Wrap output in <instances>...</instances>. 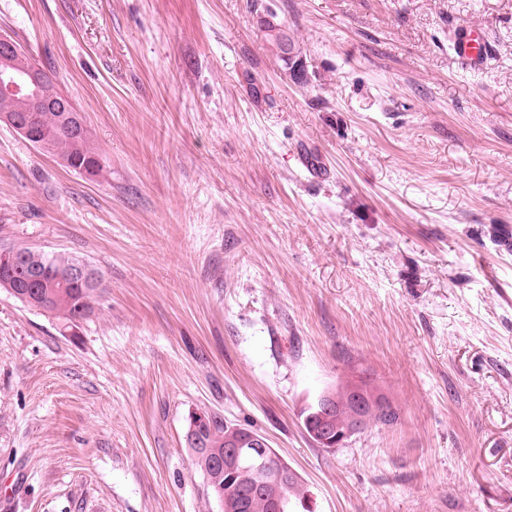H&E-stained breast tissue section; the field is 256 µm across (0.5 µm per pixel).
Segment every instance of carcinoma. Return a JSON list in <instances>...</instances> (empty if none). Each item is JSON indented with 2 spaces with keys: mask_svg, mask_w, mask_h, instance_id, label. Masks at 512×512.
I'll return each mask as SVG.
<instances>
[{
  "mask_svg": "<svg viewBox=\"0 0 512 512\" xmlns=\"http://www.w3.org/2000/svg\"><path fill=\"white\" fill-rule=\"evenodd\" d=\"M270 44L286 64L294 65L293 57L285 55L283 44L295 47L294 40L279 25L265 21ZM39 127L50 134V151L70 161L71 170L80 174L103 161V156L90 138L76 139L66 131L58 112L39 113ZM73 256L43 249L25 248L17 266H0V288L18 291L30 299L27 306L58 318L64 329L73 320L89 314L102 291V275H97V285L83 288L66 279V272ZM207 423L197 425L190 420L187 443L193 451L195 465L206 479H211L210 461L224 455L229 437H248V429L229 426L216 416H206ZM221 489L210 487L218 500L219 512H272L271 492L266 486L249 481L219 480ZM282 512H300L305 507L308 489L301 480L293 481L278 490Z\"/></svg>",
  "mask_w": 512,
  "mask_h": 512,
  "instance_id": "carcinoma-1",
  "label": "carcinoma"
}]
</instances>
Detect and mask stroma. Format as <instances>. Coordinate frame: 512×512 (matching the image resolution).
Segmentation results:
<instances>
[{"label": "stroma", "instance_id": "stroma-1", "mask_svg": "<svg viewBox=\"0 0 512 512\" xmlns=\"http://www.w3.org/2000/svg\"><path fill=\"white\" fill-rule=\"evenodd\" d=\"M1 34L104 167L0 122V247L104 290L70 334L0 288V512H219L198 414L265 436L312 512H512V0H0ZM356 382L397 423L319 447L309 401ZM265 25H266V31H267V36H268V40L270 42V44L275 47L276 51H277V55L279 56V58L285 62L286 64H291V68H293L294 64H296V60H293V58L295 56L294 55V52H292V56H286L285 55V52L283 50V44L284 42H287L288 45L293 48L295 50V42L294 40L288 36V33L284 30H282L281 28H279V24H274V22H270V21H265ZM455 58L471 74L482 73L493 53V47L482 29L461 28L452 45Z\"/></svg>", "mask_w": 512, "mask_h": 512}]
</instances>
